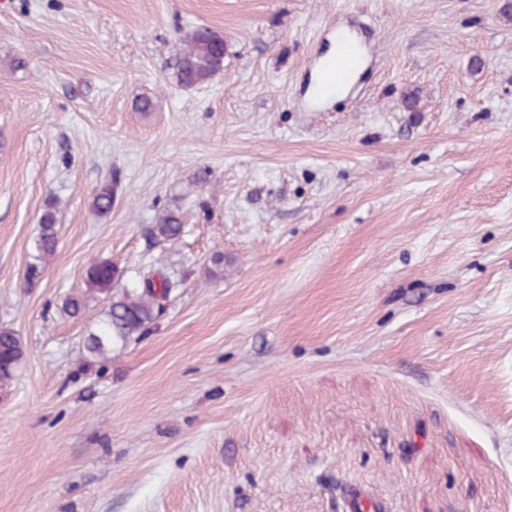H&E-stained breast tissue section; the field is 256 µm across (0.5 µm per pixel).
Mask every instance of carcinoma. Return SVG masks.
<instances>
[{"label":"carcinoma","mask_w":512,"mask_h":512,"mask_svg":"<svg viewBox=\"0 0 512 512\" xmlns=\"http://www.w3.org/2000/svg\"><path fill=\"white\" fill-rule=\"evenodd\" d=\"M185 48L178 63V83L184 87L208 83L224 69V37L208 27H197L183 38ZM114 187L105 184L94 194L92 207L101 214L112 211ZM183 232V224L174 212L160 217L153 228L158 240H172ZM58 244L56 213L49 209L41 219V231L35 242L36 258L45 261ZM87 279L91 290L107 299L103 317L89 330L85 350L87 360L103 359L117 346L142 336L161 313L171 293L179 286L162 268L151 263L143 266L131 285L119 286L120 275L108 261L89 268ZM24 358V347L16 333L0 327V384L11 380Z\"/></svg>","instance_id":"1"}]
</instances>
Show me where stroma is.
Here are the masks:
<instances>
[{"label":"stroma","instance_id":"obj_1","mask_svg":"<svg viewBox=\"0 0 512 512\" xmlns=\"http://www.w3.org/2000/svg\"><path fill=\"white\" fill-rule=\"evenodd\" d=\"M334 25L364 67L309 109ZM155 260L88 364V267ZM0 326V512H512V0H0ZM185 48L178 63V83L184 87L208 83L224 69V37L208 27L185 34ZM58 244V228L56 213L49 209L41 219V231L39 238L35 242L36 258L39 261H45L51 257ZM153 236L158 240H172L178 238L183 232V224L174 212H167L160 217L159 224L153 228ZM91 291L104 294L107 308L89 330L85 350L89 362L106 358L117 346L142 336L161 313L180 281L154 263L144 265L130 287H119L120 275L108 261L89 268ZM24 358V347L16 333L0 327V384L11 380Z\"/></svg>","mask_w":512,"mask_h":512}]
</instances>
